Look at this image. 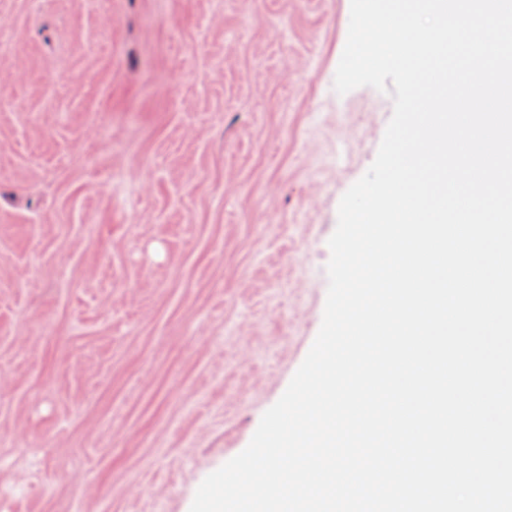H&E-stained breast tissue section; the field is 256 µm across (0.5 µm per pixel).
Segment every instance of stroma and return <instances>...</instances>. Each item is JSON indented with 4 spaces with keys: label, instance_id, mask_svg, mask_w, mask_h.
Segmentation results:
<instances>
[{
    "label": "stroma",
    "instance_id": "stroma-1",
    "mask_svg": "<svg viewBox=\"0 0 512 512\" xmlns=\"http://www.w3.org/2000/svg\"><path fill=\"white\" fill-rule=\"evenodd\" d=\"M350 0H0V512H190L320 329L390 95Z\"/></svg>",
    "mask_w": 512,
    "mask_h": 512
}]
</instances>
